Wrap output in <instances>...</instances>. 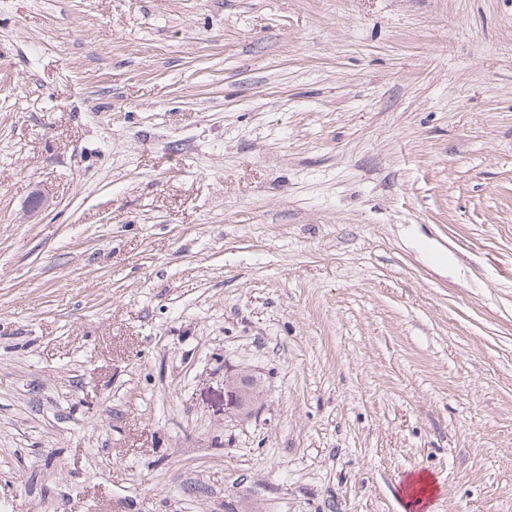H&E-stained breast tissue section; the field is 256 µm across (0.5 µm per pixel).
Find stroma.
Instances as JSON below:
<instances>
[{"mask_svg":"<svg viewBox=\"0 0 512 512\" xmlns=\"http://www.w3.org/2000/svg\"><path fill=\"white\" fill-rule=\"evenodd\" d=\"M412 473L512 512V0H0V512ZM252 376L246 371H241L233 377L225 379V388L232 396L231 413L238 418L248 419L253 412L257 395L251 389L247 379Z\"/></svg>","mask_w":512,"mask_h":512,"instance_id":"stroma-1","label":"stroma"}]
</instances>
